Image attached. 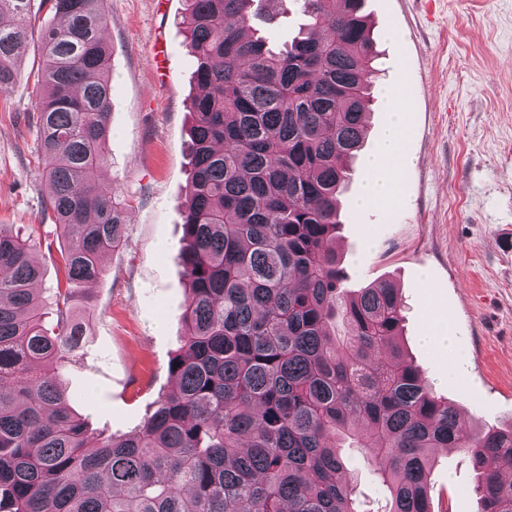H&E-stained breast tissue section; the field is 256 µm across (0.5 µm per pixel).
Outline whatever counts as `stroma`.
<instances>
[{
	"instance_id": "1",
	"label": "stroma",
	"mask_w": 512,
	"mask_h": 512,
	"mask_svg": "<svg viewBox=\"0 0 512 512\" xmlns=\"http://www.w3.org/2000/svg\"><path fill=\"white\" fill-rule=\"evenodd\" d=\"M185 0H106L112 135L102 186L125 211L123 243L82 292L92 304L80 348L63 371L74 408L94 432L140 427L173 389L168 363L181 345L187 283L180 253L190 196L188 110L195 60L181 24ZM378 54L377 85L398 88L405 114L401 203H352L366 181L390 108L375 97L364 143L342 194L336 245L354 292L381 281L400 290L399 342L434 394L467 430L512 425V0H363ZM398 41H390L389 31ZM164 44L157 71L149 54ZM0 94V228H38L42 287H56L60 241L44 209L37 166L36 97L28 74ZM451 328L448 350L427 343L434 318ZM428 495L434 512H481L467 452L438 448ZM348 474L368 507L384 500L356 449Z\"/></svg>"
}]
</instances>
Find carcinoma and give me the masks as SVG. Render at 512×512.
<instances>
[{"label":"carcinoma","instance_id":"carcinoma-1","mask_svg":"<svg viewBox=\"0 0 512 512\" xmlns=\"http://www.w3.org/2000/svg\"><path fill=\"white\" fill-rule=\"evenodd\" d=\"M0 0V90L37 40L38 157L66 287L38 285L36 229L0 230V512H362L342 448H360L385 512H431L435 448L465 450L482 512H512V426L465 430L399 344L383 281L352 294L339 194L361 148L376 55L362 0H297L282 46L252 18L282 0H186L195 59L189 284L176 384L136 430L95 434L58 378L84 336L125 216L97 182L112 134L104 0ZM288 8L290 9L288 17L283 18L279 24L275 26L258 24V28H260L261 32L266 35L275 46L287 42L288 39L296 34L299 25L306 22V18L291 2L290 4L288 2Z\"/></svg>","mask_w":512,"mask_h":512}]
</instances>
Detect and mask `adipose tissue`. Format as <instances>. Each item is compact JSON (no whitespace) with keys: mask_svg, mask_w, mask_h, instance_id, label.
Masks as SVG:
<instances>
[{"mask_svg":"<svg viewBox=\"0 0 512 512\" xmlns=\"http://www.w3.org/2000/svg\"><path fill=\"white\" fill-rule=\"evenodd\" d=\"M389 103L393 118L383 136L378 154L368 162L370 173L358 205L374 208L398 202L400 163L404 155V112L406 104L398 89L387 87L382 91Z\"/></svg>","mask_w":512,"mask_h":512,"instance_id":"obj_1","label":"adipose tissue"}]
</instances>
